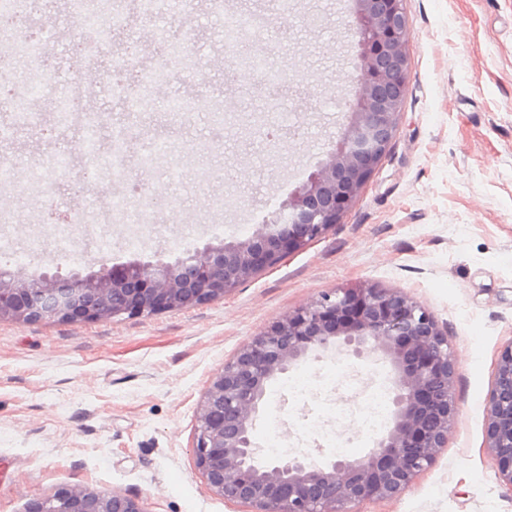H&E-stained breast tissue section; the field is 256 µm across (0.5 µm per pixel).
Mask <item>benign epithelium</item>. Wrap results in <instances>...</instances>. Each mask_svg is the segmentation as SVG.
<instances>
[{
	"label": "benign epithelium",
	"mask_w": 512,
	"mask_h": 512,
	"mask_svg": "<svg viewBox=\"0 0 512 512\" xmlns=\"http://www.w3.org/2000/svg\"><path fill=\"white\" fill-rule=\"evenodd\" d=\"M358 92L336 148L253 234L231 236L174 261L134 258L86 274L0 275V320H111L192 307L230 294L288 252L322 236L361 194L395 132L408 87L402 0H354ZM391 366L390 426L360 458L317 462L263 456L253 430L267 385L315 350ZM446 331L400 289L326 293L257 333L217 372L200 401L192 453L210 491L251 512H359L366 500L409 490L448 447L457 413ZM486 441L512 491V343L500 352L486 399ZM35 512H143L115 489L67 488Z\"/></svg>",
	"instance_id": "obj_1"
}]
</instances>
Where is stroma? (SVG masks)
Instances as JSON below:
<instances>
[{"mask_svg":"<svg viewBox=\"0 0 512 512\" xmlns=\"http://www.w3.org/2000/svg\"><path fill=\"white\" fill-rule=\"evenodd\" d=\"M260 13L272 32L270 62L287 72L294 111L280 151L269 150L264 88L241 99L224 79L218 27L198 9L177 14L173 41L197 54L200 72L165 81L147 112L92 93L104 112L102 147L112 130L141 140L174 139L210 171L172 178L159 162L152 181L178 211L158 213V232L139 246L111 245L89 232L55 250L74 201L136 188L109 175L86 181L82 157L61 174L53 204L40 185L50 155L80 133L57 126L56 95L33 104L35 125L0 112V159L22 160L34 182L24 198L0 194V234L14 239L26 272L113 266L155 255L174 260L209 240L253 231L324 158L339 138L357 85L358 48L339 0H295L280 20L271 0H223ZM410 58L408 91L395 135L362 194L324 235L288 253L233 292L183 310L107 321H0V512H29L74 485L113 488L144 512H249L215 496L195 465L197 408L211 377L252 336L322 293L375 285L405 291L448 333L457 405L448 446L402 496L361 504L360 512H512L486 446L485 399L499 354L512 343V0H403ZM226 97L224 124L209 113L178 119L175 91ZM237 206L225 208L226 198ZM288 379L267 388L270 413L253 432L281 449L329 460L338 451L310 419L329 417L361 438L353 410L361 395L325 388L309 415L288 403Z\"/></svg>","mask_w":512,"mask_h":512,"instance_id":"obj_1","label":"stroma"}]
</instances>
